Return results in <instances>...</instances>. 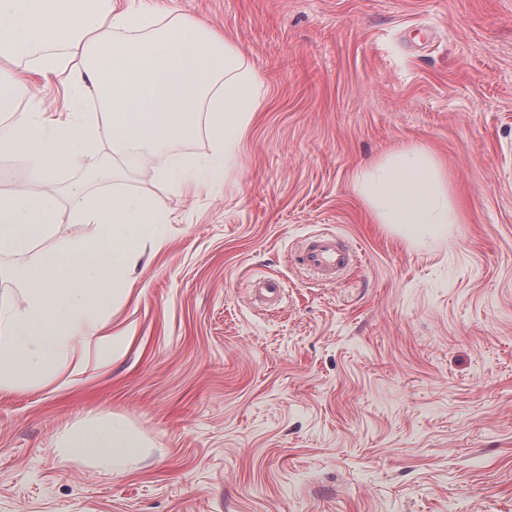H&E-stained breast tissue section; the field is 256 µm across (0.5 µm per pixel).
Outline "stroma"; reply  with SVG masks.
I'll return each instance as SVG.
<instances>
[{
    "instance_id": "1",
    "label": "stroma",
    "mask_w": 512,
    "mask_h": 512,
    "mask_svg": "<svg viewBox=\"0 0 512 512\" xmlns=\"http://www.w3.org/2000/svg\"><path fill=\"white\" fill-rule=\"evenodd\" d=\"M224 33L263 83L226 182L161 187L205 132L115 167L109 139L52 186L153 195L170 217L129 295L127 331L79 372L0 392V512H512V0H152ZM0 108L71 111L27 61ZM403 144L446 170L462 221L431 247L373 223L355 178ZM336 232L360 261L295 265ZM286 285L275 305L255 279ZM121 418L150 454L121 473L67 460L68 430Z\"/></svg>"
}]
</instances>
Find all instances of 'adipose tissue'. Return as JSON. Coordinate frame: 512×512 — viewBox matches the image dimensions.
<instances>
[{
  "label": "adipose tissue",
  "mask_w": 512,
  "mask_h": 512,
  "mask_svg": "<svg viewBox=\"0 0 512 512\" xmlns=\"http://www.w3.org/2000/svg\"><path fill=\"white\" fill-rule=\"evenodd\" d=\"M31 60L71 93L92 97V112L20 119L0 125V154H21L33 189L0 193V254L27 251L40 239L59 248L10 267L27 304H0V392L51 381L80 367L100 317L127 293L141 247L159 242L168 214L147 195L120 189L68 188V201L44 191L57 173L90 154L101 138L116 150L161 147L205 129L204 159H175L156 171L158 183L188 190L222 180L262 101L263 81L223 34L171 9L120 6L118 0H0V60ZM376 223L412 243L431 246L459 223L441 164L425 148L403 145L357 176ZM95 224V236L71 234ZM64 455L111 473L148 454L121 419L66 432Z\"/></svg>",
  "instance_id": "obj_1"
}]
</instances>
